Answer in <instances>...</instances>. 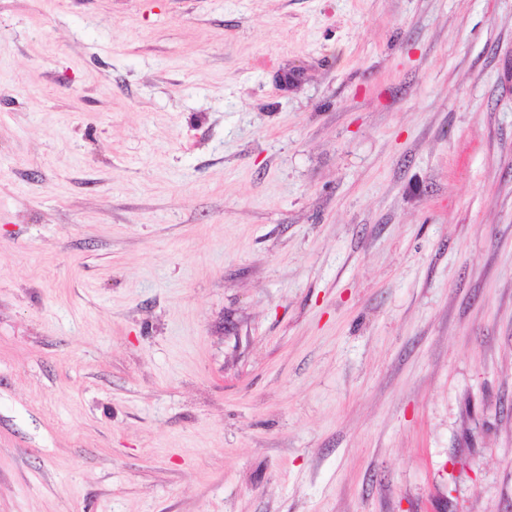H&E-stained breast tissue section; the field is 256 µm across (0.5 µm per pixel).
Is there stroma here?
I'll use <instances>...</instances> for the list:
<instances>
[{
    "instance_id": "1",
    "label": "stroma",
    "mask_w": 512,
    "mask_h": 512,
    "mask_svg": "<svg viewBox=\"0 0 512 512\" xmlns=\"http://www.w3.org/2000/svg\"><path fill=\"white\" fill-rule=\"evenodd\" d=\"M0 512H512V0H0Z\"/></svg>"
}]
</instances>
